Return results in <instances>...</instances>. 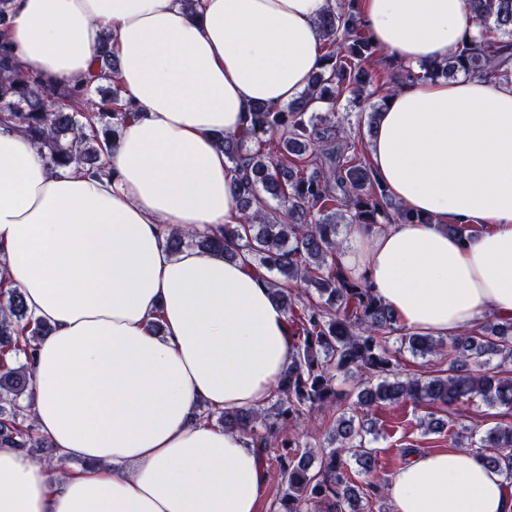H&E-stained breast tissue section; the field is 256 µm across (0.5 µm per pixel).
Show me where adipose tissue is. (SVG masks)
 <instances>
[{
	"label": "adipose tissue",
	"instance_id": "ef3b65f1",
	"mask_svg": "<svg viewBox=\"0 0 512 512\" xmlns=\"http://www.w3.org/2000/svg\"><path fill=\"white\" fill-rule=\"evenodd\" d=\"M335 0H13L7 39L22 66L83 85L109 36L123 123L111 180L51 169L0 125V273L47 325L32 399L60 463L0 447V512H257L266 481L243 435L201 423L267 401L292 362L287 316L246 259L174 230L239 224L217 138L250 107L296 100L321 65ZM395 60L446 62L481 37L466 0H361ZM370 164L429 224L352 225L341 265L367 276L401 325L454 336L512 318V82L421 80L376 116ZM481 226L468 240L447 224ZM161 332H153L152 321ZM395 512H512V486L474 453L412 456L389 486Z\"/></svg>",
	"mask_w": 512,
	"mask_h": 512
}]
</instances>
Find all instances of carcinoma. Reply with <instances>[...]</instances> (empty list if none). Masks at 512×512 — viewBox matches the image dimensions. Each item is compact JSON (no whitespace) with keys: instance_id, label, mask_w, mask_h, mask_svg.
<instances>
[{"instance_id":"1","label":"carcinoma","mask_w":512,"mask_h":512,"mask_svg":"<svg viewBox=\"0 0 512 512\" xmlns=\"http://www.w3.org/2000/svg\"><path fill=\"white\" fill-rule=\"evenodd\" d=\"M473 23L497 34L476 39L464 34L455 56L444 64L414 71L397 65L396 85L419 79L452 78L462 71L512 78V0H466ZM328 51V72L312 76L307 91L280 109L256 104L237 135L221 136L219 145L237 172L233 193L244 212L241 224L218 231H174L166 237L176 252L190 245L235 260L250 257L251 268L265 278L284 309L293 338V364L273 394L270 408L248 407L220 413L224 430L240 433L277 465L280 475L276 512H346L357 500L356 476L373 474L377 455L370 447L375 428L359 415L382 404L410 402L451 413L466 401L512 409V372L489 367L491 358L512 362V320L487 319L467 334L446 341L426 333L402 336L416 355L448 352V368L428 376L395 372L388 343L401 330L394 311L373 292L368 279L354 276L338 260L336 241L342 224L382 228L396 222L430 224L426 216L393 203L371 166L336 140L331 123L338 100L377 97L367 116L373 128L381 102L392 87L373 86L364 67L379 48L360 18L358 0H336L319 20ZM104 34L96 58V84L71 86L50 82L25 70L0 43V125L17 127L55 168L72 164L98 177L112 178L102 161L118 125L135 115L120 103L119 88L109 81L116 63ZM277 202L272 207L270 201ZM312 286L317 295L293 292ZM48 329L28 311L17 288L0 289V354L20 358L0 367V446L27 453L55 449L36 424L30 397L34 345ZM356 371L362 378L355 401L336 388L338 375ZM339 411L330 448L320 456L291 434L314 411ZM469 445L486 465L512 485V425H497ZM358 466L352 470L348 460Z\"/></svg>"}]
</instances>
